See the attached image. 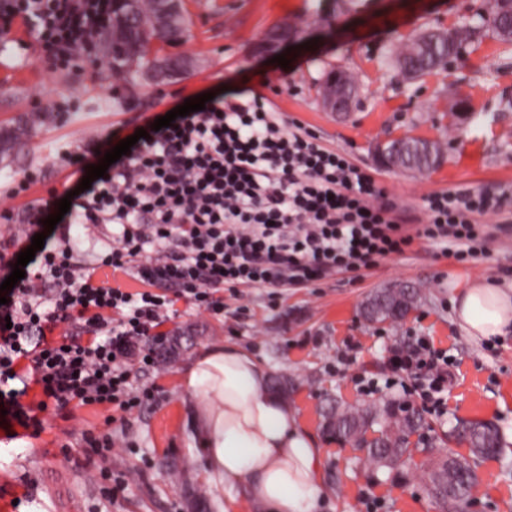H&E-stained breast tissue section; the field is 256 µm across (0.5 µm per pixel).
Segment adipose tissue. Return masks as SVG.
<instances>
[{
    "label": "adipose tissue",
    "instance_id": "1",
    "mask_svg": "<svg viewBox=\"0 0 512 512\" xmlns=\"http://www.w3.org/2000/svg\"><path fill=\"white\" fill-rule=\"evenodd\" d=\"M455 320L476 340L512 329V289L457 275ZM180 382L203 406L194 415L203 450L202 479L234 493L224 512H239V499L264 512H320L328 497L323 451L294 410L268 389L267 370L245 350L213 345L182 372Z\"/></svg>",
    "mask_w": 512,
    "mask_h": 512
}]
</instances>
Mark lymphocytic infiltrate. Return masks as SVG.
I'll list each match as a JSON object with an SVG mask.
<instances>
[{
	"mask_svg": "<svg viewBox=\"0 0 512 512\" xmlns=\"http://www.w3.org/2000/svg\"><path fill=\"white\" fill-rule=\"evenodd\" d=\"M24 17L57 63L112 16V0H0V32ZM505 198L453 191L427 201V239L457 258L484 246L476 215ZM84 222L121 228L100 265L137 282L131 291L96 277L67 244L44 246L0 305V428L38 432L22 402L34 382L57 410L137 407L125 355L172 310L160 284L220 313L226 288H303L372 266L412 240L373 177L346 155L287 126L256 97L206 104L150 131L111 164L79 204ZM50 293H43V286ZM70 333L50 339L58 324ZM394 370L446 404L448 362L427 343L393 350Z\"/></svg>",
	"mask_w": 512,
	"mask_h": 512,
	"instance_id": "f902f5d3",
	"label": "lymphocytic infiltrate"
}]
</instances>
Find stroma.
<instances>
[{
  "label": "stroma",
  "mask_w": 512,
  "mask_h": 512,
  "mask_svg": "<svg viewBox=\"0 0 512 512\" xmlns=\"http://www.w3.org/2000/svg\"><path fill=\"white\" fill-rule=\"evenodd\" d=\"M484 0H182L187 35L164 55L186 57L191 69L164 82L129 80L94 51L75 65L52 67L31 24L16 18L0 36V132L33 112L53 117L22 137L0 161V256L16 260L31 245L45 202L59 203L81 183L64 161L96 144H119L150 129L185 100L254 89L285 123H299L325 146L371 173L387 200L406 217L413 242L373 267L339 273L305 288L225 290L215 315L180 300L178 313L144 340L177 349L158 371L133 369V386L149 391L126 413L100 405L42 412V430L0 441V512H185L189 488L223 497L204 482L201 449L193 435L200 402L179 384L181 372L205 348L234 344L269 375L294 380L287 404L326 456L331 492L325 512H441L429 495L432 460L468 448L445 438L456 420L494 422L504 434L499 453L477 462L470 496L479 512H512V333L475 341L454 321L450 283L466 272L512 287V223L486 213V253L478 261L445 254L422 235L429 196L467 189L512 197V42L492 28L474 34L476 50L446 68L407 82L393 61L396 48L426 28H467ZM286 55L288 67L274 61ZM353 73L359 97L346 115L325 112L317 94L330 70ZM405 135L439 142L443 163L422 174L380 167L376 143ZM115 224L71 225L69 237L86 264L112 245ZM422 288L420 307L398 323H372L362 305L392 283ZM425 337L453 370L444 412L423 407L410 379L394 375L390 350ZM393 398L420 408L425 428L410 438L415 451L392 471L361 462L358 452L323 428V414L341 401ZM111 433L112 457L88 464L84 430Z\"/></svg>",
  "instance_id": "1"
}]
</instances>
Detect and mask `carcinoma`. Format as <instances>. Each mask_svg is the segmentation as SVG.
Here are the masks:
<instances>
[{
	"label": "carcinoma",
	"mask_w": 512,
	"mask_h": 512,
	"mask_svg": "<svg viewBox=\"0 0 512 512\" xmlns=\"http://www.w3.org/2000/svg\"><path fill=\"white\" fill-rule=\"evenodd\" d=\"M186 16L181 6L166 9L161 0H131L112 11V22L93 43L94 49L127 74L138 75L155 68L158 56L152 55V43L182 37ZM448 47L437 41L426 51L413 40L405 44L396 58L420 78L442 66ZM425 140L405 136L387 142V148L401 154L402 164L413 172H426L443 160L439 143L429 142L430 152L422 153ZM423 299V292L409 284H395L373 292L363 304V313L371 322H400ZM424 424L420 413L407 414L395 401L387 399L367 405L336 403L325 415L326 432L339 441L365 451L378 468H391L411 454L409 438ZM451 432L465 441L474 457L497 452L502 435L488 421H459ZM477 480L475 466L464 457L442 456L428 474V490L441 512H462L471 488Z\"/></svg>",
	"instance_id": "obj_1"
}]
</instances>
